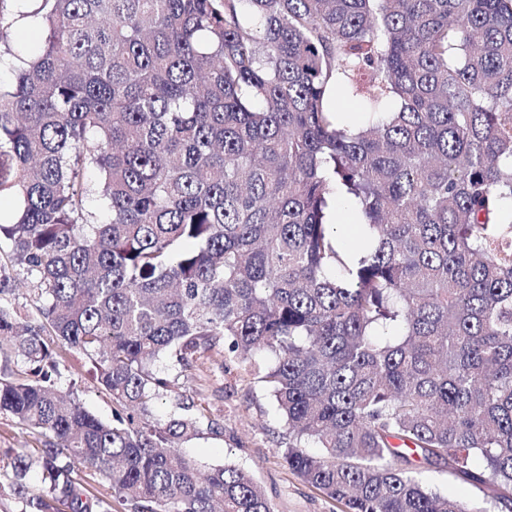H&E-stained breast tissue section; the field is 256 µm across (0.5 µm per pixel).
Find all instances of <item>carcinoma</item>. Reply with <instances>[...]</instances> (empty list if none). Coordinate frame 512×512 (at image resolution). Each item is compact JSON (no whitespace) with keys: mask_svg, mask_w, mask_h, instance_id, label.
Here are the masks:
<instances>
[{"mask_svg":"<svg viewBox=\"0 0 512 512\" xmlns=\"http://www.w3.org/2000/svg\"><path fill=\"white\" fill-rule=\"evenodd\" d=\"M33 2L0 0V54L18 22L40 38L0 83V415L44 444L0 458V496L273 512L184 455L218 432L203 405L152 415L232 355L261 358L282 460L342 512H512V0ZM59 342L112 419L63 390ZM419 478L426 485L438 489L448 496L469 501L478 497V492L469 485L454 480L448 472L438 469H422Z\"/></svg>","mask_w":512,"mask_h":512,"instance_id":"cac0c4a2","label":"carcinoma"}]
</instances>
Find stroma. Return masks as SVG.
Returning a JSON list of instances; mask_svg holds the SVG:
<instances>
[{
    "label": "stroma",
    "mask_w": 512,
    "mask_h": 512,
    "mask_svg": "<svg viewBox=\"0 0 512 512\" xmlns=\"http://www.w3.org/2000/svg\"><path fill=\"white\" fill-rule=\"evenodd\" d=\"M59 353L66 366L63 379L75 382L83 406L101 419H111L112 399L99 386L92 363L65 346ZM181 395L201 402L219 427L185 446L186 455L201 470L227 462L240 466L262 487L273 512H341L338 504L284 465L278 450L288 440L286 428L268 388L251 374L249 362H228L220 377L205 369L181 378L175 392L156 400L155 419L167 420Z\"/></svg>",
    "instance_id": "obj_1"
}]
</instances>
